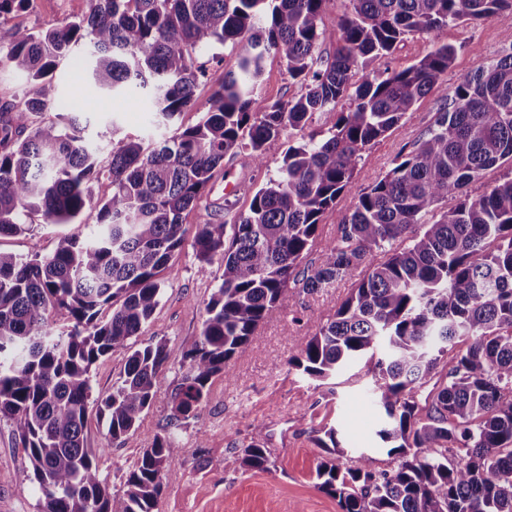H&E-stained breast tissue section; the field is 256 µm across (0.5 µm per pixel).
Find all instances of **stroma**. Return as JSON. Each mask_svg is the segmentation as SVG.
Masks as SVG:
<instances>
[{"label": "stroma", "instance_id": "obj_1", "mask_svg": "<svg viewBox=\"0 0 512 512\" xmlns=\"http://www.w3.org/2000/svg\"><path fill=\"white\" fill-rule=\"evenodd\" d=\"M91 8V0H32L27 9L0 17V41L8 40L15 28L36 31L49 23L65 24L88 15ZM443 43L454 46L456 54L439 87L422 97L365 153L351 188L322 216L320 239L338 236L340 220L354 209L359 194L391 169L403 147L433 127L464 77L512 49V23L490 17L473 23L452 22L432 33L410 34L377 60L375 67L389 73L404 70ZM238 53V48L228 43L215 45L200 55L206 76L196 89V106L183 112L175 123L165 125L157 123L149 104L133 108L122 95L101 96L94 82L79 74L80 64L87 59L85 47L79 45L70 60L54 73L58 104L42 118L59 120L68 115L70 104L76 101L88 122L87 136L103 152H110L113 144L128 135L158 140L170 136L175 128L197 122L201 107L223 82L225 71L235 65ZM301 92L300 82L289 77L285 63L274 54L265 55L257 88L259 104L285 101ZM324 129L323 118L312 116L303 130H287L268 145L259 163L246 149L226 155L222 171L216 173L199 205L184 214L183 247L161 274V303L138 336V343L162 339L177 353L190 347L200 333L205 304L224 273L221 258H214L204 268L195 258L193 241L202 214L218 218L229 212H247L256 188L277 177L288 144L303 136L321 134ZM229 181L237 184V191L226 192ZM31 221L32 231L1 237L0 249L23 255L53 253L61 236L89 237L95 230L97 212L86 209L76 224L46 226L36 214ZM356 283V278H344L315 292L307 291L301 282L291 283L292 310L258 327L250 342L235 355L232 377L213 379L197 418L179 431L184 454L166 471L165 489L155 512H340L336 500L315 486V468L326 455L319 440L331 427L336 428L348 458L366 455L377 471L393 467L392 457L376 435L384 414L372 401L366 361L350 364L331 387L309 379L288 364L299 354V339L313 335L325 324ZM181 374L176 363L159 374L152 406L139 428L121 440H112L96 408H89L88 444L101 449L100 476L112 492H123L126 474L165 425L172 391ZM254 441L270 449L275 462L271 470L241 467L240 449ZM40 497L29 458L11 423L1 419L0 512H38Z\"/></svg>", "mask_w": 512, "mask_h": 512}]
</instances>
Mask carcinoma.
Returning a JSON list of instances; mask_svg holds the SVG:
<instances>
[{
    "label": "carcinoma",
    "mask_w": 512,
    "mask_h": 512,
    "mask_svg": "<svg viewBox=\"0 0 512 512\" xmlns=\"http://www.w3.org/2000/svg\"><path fill=\"white\" fill-rule=\"evenodd\" d=\"M268 1L267 26L257 28ZM93 2L86 18L16 28L0 44V62L36 85L25 109L0 111V237L29 231L34 214L70 224L97 210L88 241L65 236L49 256L0 250V418L21 437L41 512H153L164 471L183 453L177 430L195 418L212 379L230 376L231 360L258 326L293 307L288 285L322 215L351 187L368 147L439 85L455 48L438 45L387 76L374 62L405 35L450 21H512V0H351L336 31L318 26L328 0ZM227 42L242 46L236 68L224 72L198 122L166 139L126 136L104 157L75 117L28 127L29 116L54 108L49 76L79 43L92 49L88 72L98 88L122 92L135 106L146 95L168 123L195 104L205 76L196 55ZM326 42L335 48L324 61L317 51ZM268 53L304 90L261 106L256 90ZM315 114L330 118L327 130L288 146L278 178L256 190L249 211L199 225V271L217 255L224 262L199 336L179 356L162 339L139 345L162 299L160 273L184 243L182 214L197 206L224 156L247 148L260 162L285 129H302ZM506 163L512 50L464 78L429 133L359 195L305 280L317 291L369 269L289 361L322 383L350 361H373L374 402L386 416L377 435L394 443L387 454L397 465L376 473L361 455L344 466L336 428L326 430L319 443L330 457L317 464L316 487L340 512H512V177L476 197L465 191ZM104 177L112 194L96 200L92 186ZM450 194L456 203L425 222ZM104 308L112 309L105 320ZM459 339L466 351L448 356ZM118 350L124 373L97 404L114 440L138 428L159 373L174 361L186 367L168 423L121 494L100 478L101 449L85 436L92 365ZM438 368L445 381L427 395L420 419L419 393ZM240 464L268 471L274 461L252 442Z\"/></svg>",
    "instance_id": "1"
}]
</instances>
